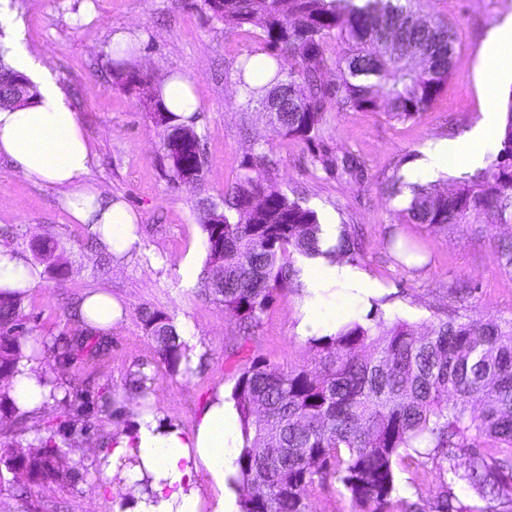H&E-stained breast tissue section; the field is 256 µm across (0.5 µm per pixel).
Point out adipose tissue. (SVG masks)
Instances as JSON below:
<instances>
[{
    "instance_id": "obj_1",
    "label": "adipose tissue",
    "mask_w": 512,
    "mask_h": 512,
    "mask_svg": "<svg viewBox=\"0 0 512 512\" xmlns=\"http://www.w3.org/2000/svg\"><path fill=\"white\" fill-rule=\"evenodd\" d=\"M0 60L26 74L33 95L27 104L0 108V156L8 158L24 176L61 188L72 219L89 225L112 250L130 247L129 227L136 216L119 200L103 195L91 172L96 153L67 96L50 69L20 45L19 36L0 40ZM512 71V19L501 22L488 36L485 48V81L496 85ZM185 74L168 76L160 85L167 109L182 118L195 112L198 102ZM493 140V125L479 124L454 140L430 143L419 172L433 177L448 167L460 171L485 162ZM39 281V271L19 253L0 247V290L28 291ZM80 320L92 332L111 331L122 309L102 290L87 293L80 305ZM10 396L17 406L33 413L52 401L54 392L22 360L9 380ZM236 420L215 394L207 404L193 435L175 425L159 422L151 413L139 414L130 428L116 432L107 452L100 456L106 481H118L123 494L115 512H237L235 494L227 491L225 475L236 469L237 458L227 441ZM207 472L209 491H202L197 476Z\"/></svg>"
}]
</instances>
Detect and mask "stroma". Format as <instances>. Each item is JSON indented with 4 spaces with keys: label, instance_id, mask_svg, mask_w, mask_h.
Instances as JSON below:
<instances>
[{
    "label": "stroma",
    "instance_id": "stroma-1",
    "mask_svg": "<svg viewBox=\"0 0 512 512\" xmlns=\"http://www.w3.org/2000/svg\"><path fill=\"white\" fill-rule=\"evenodd\" d=\"M0 19V38L21 26L27 46L56 75L94 146L93 178L105 194L123 201L137 215L135 247L108 251L89 227L74 223L61 189L34 182L0 157V243L37 262L38 241L58 245L65 276L42 269L40 282L22 304L33 370L63 389L64 398L43 406L21 422L0 424V448L27 450L54 429L65 468L76 476L62 484L0 491V512H113L115 497L103 494L99 456L115 431L130 427L140 408L192 434L218 390L232 392L243 367L254 361L283 369L313 363L311 337L296 327L307 302L331 306L349 296L344 322H365L372 307L387 321L404 320L424 331L446 316L512 320V273L494 259L497 239L512 235V224L473 232L459 224L445 229L400 224L410 199L404 172L415 169L429 142L453 138L501 112L512 95V81L490 93L482 74V50L490 30L512 16V0H419L422 14L447 22L457 37L455 70L430 110L415 120L395 122L381 112L329 114L325 139L334 155L352 153L369 177L356 184L336 171L312 165L303 143L273 135L266 113L241 112L236 68L262 49L260 29H227L202 0H9ZM136 36V60L154 81L176 71L194 81L198 108L192 126L202 138L208 165L201 184L176 182L161 147V130L140 106L136 93L116 86L109 74L112 36ZM271 148L278 162L273 184L291 198H302L321 223L348 230L363 241L353 268L366 282L350 291L341 282L316 292L289 288L276 294L255 333L239 330L237 317L223 303L202 295L198 283L184 284L176 271L190 259L202 271L206 251L198 221L203 200L220 201L226 187L244 172L255 153ZM399 179L400 191L386 190ZM418 242L419 259L402 258L387 240L393 232ZM102 289L121 304L124 316L106 336L103 357L82 356L67 365L54 361L47 344L77 339L84 332L76 308L87 292ZM173 318L195 362L189 374H167L147 335L143 310ZM138 372L152 377L148 395L128 390ZM120 415L100 411L101 396Z\"/></svg>",
    "mask_w": 512,
    "mask_h": 512
}]
</instances>
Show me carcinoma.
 <instances>
[{
    "mask_svg": "<svg viewBox=\"0 0 512 512\" xmlns=\"http://www.w3.org/2000/svg\"><path fill=\"white\" fill-rule=\"evenodd\" d=\"M413 0H224L213 17L225 26L256 27L267 55L276 61L268 82L253 87L237 69L240 107L264 108L281 98V111L268 113L272 131L307 145L323 143L328 114L383 112L406 122L426 111L447 86L455 59V33L442 20L421 16ZM340 47L327 53L328 39ZM116 85L140 72L135 50L113 51ZM294 60L284 71L280 57ZM340 72L330 85L329 64ZM33 85L16 82V71L0 60V106L31 97ZM501 149L488 166L454 188L431 182L412 185L402 210L406 224L446 226L487 221L512 223V96ZM163 137L182 134L192 148L186 161L199 173L207 164L204 144L193 127L163 110ZM312 163L336 168L362 182L367 172L352 155L313 152ZM276 163L262 151L248 172L203 207L206 235L201 276L205 295L224 303L246 330L257 328L274 294L294 286L293 254L354 263L362 246L341 231L322 249L315 210L273 189ZM256 170L266 178L253 177ZM500 268L512 272V239L495 245ZM24 293L0 291V378L10 379L24 357L27 338L20 319ZM158 358L170 375L182 372L184 341L171 317L142 315ZM315 364L284 370L254 361L244 367L232 399L242 426L239 481L251 488L242 512H312V498L328 480L349 493L355 512H512V321L450 317L419 334L409 323L350 322L315 340ZM54 360L65 364L83 342L53 343ZM56 433L47 430L30 447L42 478L64 483L74 475L55 466ZM432 467L437 485L429 496L396 498L395 465ZM473 492L457 495L453 485Z\"/></svg>",
    "mask_w": 512,
    "mask_h": 512,
    "instance_id": "1",
    "label": "carcinoma"
}]
</instances>
